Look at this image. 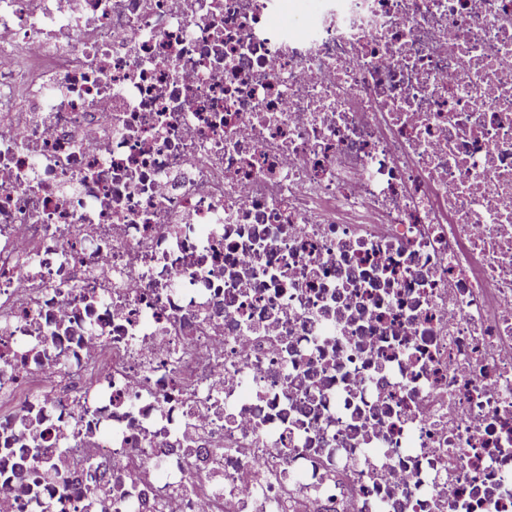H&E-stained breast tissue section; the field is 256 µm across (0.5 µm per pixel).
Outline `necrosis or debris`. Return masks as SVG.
Listing matches in <instances>:
<instances>
[{
	"instance_id": "obj_1",
	"label": "necrosis or debris",
	"mask_w": 512,
	"mask_h": 512,
	"mask_svg": "<svg viewBox=\"0 0 512 512\" xmlns=\"http://www.w3.org/2000/svg\"><path fill=\"white\" fill-rule=\"evenodd\" d=\"M0 0V512H512V0Z\"/></svg>"
}]
</instances>
